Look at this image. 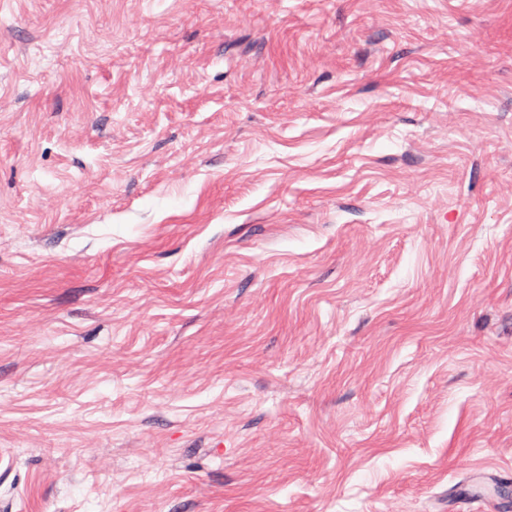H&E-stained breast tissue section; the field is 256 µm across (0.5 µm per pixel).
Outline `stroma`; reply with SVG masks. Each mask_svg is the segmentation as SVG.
<instances>
[{
    "instance_id": "obj_1",
    "label": "stroma",
    "mask_w": 512,
    "mask_h": 512,
    "mask_svg": "<svg viewBox=\"0 0 512 512\" xmlns=\"http://www.w3.org/2000/svg\"><path fill=\"white\" fill-rule=\"evenodd\" d=\"M512 478V0H0V512H450Z\"/></svg>"
}]
</instances>
